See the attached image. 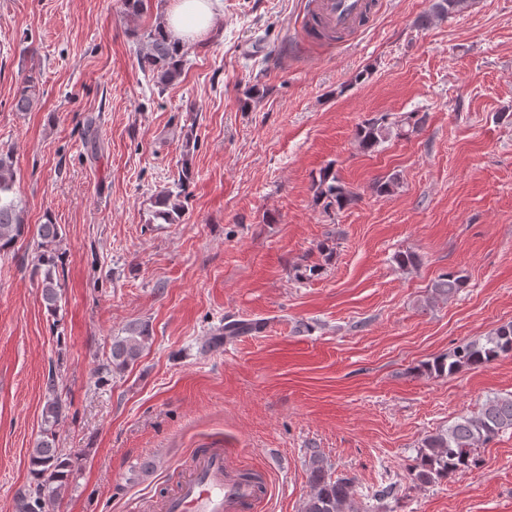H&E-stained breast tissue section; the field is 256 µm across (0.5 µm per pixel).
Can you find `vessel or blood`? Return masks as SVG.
Here are the masks:
<instances>
[{"mask_svg":"<svg viewBox=\"0 0 512 512\" xmlns=\"http://www.w3.org/2000/svg\"><path fill=\"white\" fill-rule=\"evenodd\" d=\"M373 0H315L311 21L350 33L365 24ZM271 494L268 475L249 477L231 467L221 448L200 449L177 489L159 503L161 512H254Z\"/></svg>","mask_w":512,"mask_h":512,"instance_id":"vessel-or-blood-1","label":"vessel or blood"}]
</instances>
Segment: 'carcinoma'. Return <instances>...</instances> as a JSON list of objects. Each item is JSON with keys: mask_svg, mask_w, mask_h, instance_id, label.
I'll return each mask as SVG.
<instances>
[{"mask_svg": "<svg viewBox=\"0 0 512 512\" xmlns=\"http://www.w3.org/2000/svg\"><path fill=\"white\" fill-rule=\"evenodd\" d=\"M151 0H121L124 13L133 16L147 14ZM467 7V0H433L431 11L422 16L420 23L426 25L434 18L458 13ZM143 38L146 49L139 57V66L159 76L160 83L167 84L181 76L187 64L188 47L172 38L160 25L145 30ZM36 101L35 77H23L14 98L17 112H29ZM424 117L416 112L392 117L380 113L364 120L356 127L355 139L365 152L375 150L393 135L401 136L405 131L420 128ZM193 182V170L189 162L182 163L177 181L155 196L156 217L167 224L175 221V215L184 208L190 198L189 187ZM315 200L325 207L343 210L359 201V195L347 186L333 165L319 170L314 180ZM25 224L20 199L15 190L13 160L0 153V252L11 248L24 234ZM37 235L42 243H54L61 237V227L51 218L37 225ZM34 271L40 277L41 297L47 310L56 312L61 302V283L57 276L56 256L47 251L38 255ZM468 285L467 276L460 271L442 273L432 283L424 306L430 307L445 301ZM257 328L254 323L229 322L212 337L211 345L218 348L224 340L246 335ZM148 340L147 330L140 326L132 335L112 343L111 357L100 370L110 373L122 371L135 363ZM512 355V323L501 325L483 342H470L437 358L427 365V370L438 376L452 375L462 368L487 366L493 361ZM69 406L56 389L54 379L46 383L44 422L46 428L31 452L33 485L21 490L18 496V512H42L45 499L57 497L64 490L72 456L57 447L55 427L67 418ZM512 428V397H493L486 400L476 416L462 417L445 429L428 435L420 450V461L412 469L410 479L417 486H426L442 479L471 470L480 465L477 449L491 443L500 432ZM310 492L303 512H349L353 496L354 479L333 478L324 460L316 455L312 461L309 477Z\"/></svg>", "mask_w": 512, "mask_h": 512, "instance_id": "obj_1", "label": "carcinoma"}]
</instances>
